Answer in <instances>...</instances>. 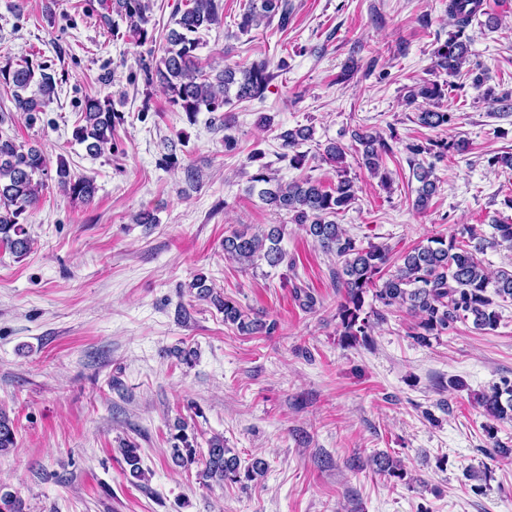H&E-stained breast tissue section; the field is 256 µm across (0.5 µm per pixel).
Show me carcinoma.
<instances>
[{
	"label": "carcinoma",
	"mask_w": 512,
	"mask_h": 512,
	"mask_svg": "<svg viewBox=\"0 0 512 512\" xmlns=\"http://www.w3.org/2000/svg\"><path fill=\"white\" fill-rule=\"evenodd\" d=\"M103 13L101 23L112 32L125 24L127 36L139 45L153 41L149 32L151 23V0H99ZM485 0H448V21L455 27L448 40L435 51L436 69L457 76L468 60L466 29L479 15H487ZM224 13L223 0H186L185 8L177 10L174 18L176 28L167 36V43L160 55H154L144 68L145 82L161 87L169 102L185 112L189 121H196L202 111L219 112L232 100H255L264 97V92L273 79L270 62L260 61L250 65L226 64L223 67L204 69L197 55L202 46L200 33L219 23ZM290 7L288 0H246L238 23L239 32L247 34L253 28L270 25L278 21L280 26L288 23ZM0 82L10 93L16 111L34 124L40 114L58 96L59 82L46 72L45 66L29 60L0 66ZM451 84L436 80L426 81L410 90L408 105H418V123L427 128H438L448 124L451 116L447 112L433 109ZM235 96H230L231 89ZM124 122V113L115 108L112 98L88 97L85 99L79 122L72 130V138L86 145L92 155H100L113 146L112 137L116 127ZM310 126H297L279 131L276 139L281 149L280 158L298 169L305 165L307 154L299 147L313 140ZM468 149L464 139L456 142L428 141L412 144L408 150L414 155L428 154L436 159L447 152L463 154ZM392 151L390 144L377 132L356 129L351 134V144L330 142L324 148L323 160L337 165L336 184L324 186L310 177L284 183L271 176L269 165L262 162L264 153L255 151L250 162L258 163L256 172L250 177L249 192L256 193L277 213H285L301 225L308 236L328 253L336 255V283L343 290V301L337 309V318L342 336L349 344H366L369 341L371 320H386L393 308H404L415 319L412 338L426 345L430 337L441 336L459 320L472 319L478 330L493 331L500 321L497 307L500 302L512 301V270L490 273L485 270L478 255L489 247L502 243L512 245V224H495L496 235L491 239L478 236L474 228L464 227L460 236L431 238L399 257L394 270L391 265V250L385 244L358 242L350 236L336 216L345 212L355 200L359 187L348 176L343 167L347 153L355 155L357 164L381 182L388 183V175L380 173L383 155ZM46 158L34 147H25L9 136L0 134V246H4L18 257L30 250L31 239L25 224V213L38 202L44 186ZM413 175L420 183L413 207L419 211L428 208L429 201L438 188L434 175V164L417 163ZM56 179L63 191L81 202L91 201L96 193L94 181L71 173L63 159L56 167ZM283 226L274 224L263 233L233 230L224 236V258L248 267L265 264L271 268L287 260V252L281 246ZM194 298L213 304L224 314V323L231 324L246 335L265 333L270 335L277 329L276 322H262L250 317L236 301L224 297L207 284L200 276L191 284ZM379 307L365 310L366 297ZM479 404L484 408L491 423L484 426L488 437L495 438V423L512 421V381L502 380L489 392L482 394ZM181 444L173 445V454L183 462H195L196 450L184 433L178 435ZM15 445L13 420L0 408V453ZM205 468L201 477L206 482L240 483L264 476L267 464L254 459L247 467H241L239 457L233 450L224 447V437L214 436L208 441ZM129 475L137 480L144 477L139 448L127 443L122 448ZM377 471L390 477L403 479L406 475L403 464L388 455L375 460ZM0 512H23L20 498L9 491H0Z\"/></svg>",
	"instance_id": "carcinoma-1"
}]
</instances>
